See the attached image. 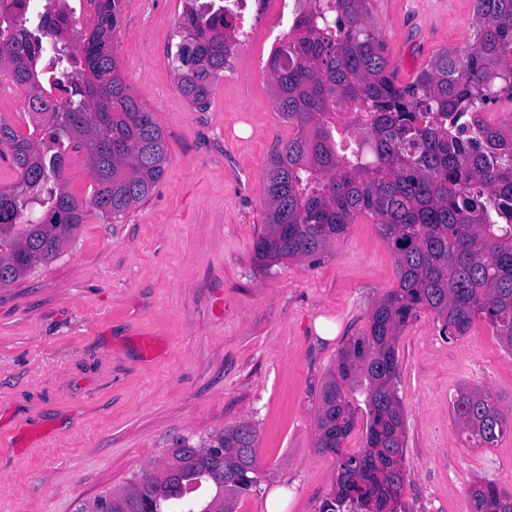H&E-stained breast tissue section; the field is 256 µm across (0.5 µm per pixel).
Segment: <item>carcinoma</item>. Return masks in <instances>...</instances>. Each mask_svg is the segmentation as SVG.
<instances>
[{
    "mask_svg": "<svg viewBox=\"0 0 512 512\" xmlns=\"http://www.w3.org/2000/svg\"><path fill=\"white\" fill-rule=\"evenodd\" d=\"M123 0H99L67 83L39 77V40L20 21L0 40V69L25 92L37 122L20 135L0 121L16 182L0 186V288L53 261L89 211L123 214L162 179L166 136L125 83L112 49ZM368 0H302L268 70L279 116L295 134L264 172V269L321 254L368 216L391 244L398 286L374 305L369 328L341 350L316 412V447L336 460V489L319 512H406L404 410L397 394L398 338L428 310L445 336L491 325L512 353V122L490 125V105L512 102V0H473L472 40L429 58L414 80L394 81ZM230 12L188 9L171 58L181 94L210 103L229 62ZM94 180L88 199L66 189L69 147ZM364 394L358 403L355 392ZM366 413L363 448L344 451ZM466 442L493 448L512 436V414L485 389L452 400ZM257 431L241 422L202 443L175 444L161 469L103 493L77 512H237L255 491ZM471 512H512L490 481L471 489Z\"/></svg>",
    "mask_w": 512,
    "mask_h": 512,
    "instance_id": "1",
    "label": "carcinoma"
}]
</instances>
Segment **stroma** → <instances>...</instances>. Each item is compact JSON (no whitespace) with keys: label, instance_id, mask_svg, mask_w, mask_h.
Masks as SVG:
<instances>
[{"label":"stroma","instance_id":"1","mask_svg":"<svg viewBox=\"0 0 512 512\" xmlns=\"http://www.w3.org/2000/svg\"><path fill=\"white\" fill-rule=\"evenodd\" d=\"M389 69L410 82L443 48L472 38L473 0H369ZM178 0H127L114 50L164 131L155 191L112 219L89 212L64 252L0 288V512H76L197 441L242 421L258 433L257 491L238 512H319L336 487L316 447L320 390L339 352L397 284L378 225L359 218L323 254L262 269L264 170L294 130L280 120L254 41L193 110L171 68ZM335 326L320 336V324ZM408 512H471L481 479L512 494V438L463 440L457 390L479 385L512 412V354L475 322L446 339L431 312L398 339Z\"/></svg>","mask_w":512,"mask_h":512}]
</instances>
